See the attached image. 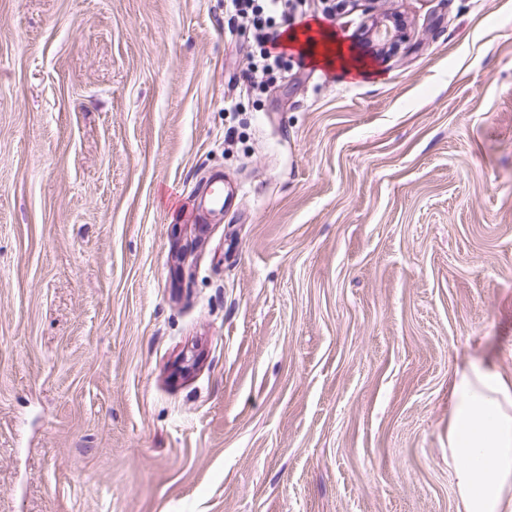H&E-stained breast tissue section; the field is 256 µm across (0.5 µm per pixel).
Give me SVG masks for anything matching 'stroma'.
<instances>
[{
	"instance_id": "35a3bbf8",
	"label": "stroma",
	"mask_w": 512,
	"mask_h": 512,
	"mask_svg": "<svg viewBox=\"0 0 512 512\" xmlns=\"http://www.w3.org/2000/svg\"><path fill=\"white\" fill-rule=\"evenodd\" d=\"M303 16L379 76L242 96L224 0H0V512H460L453 376L512 380V0ZM398 32L399 28L396 25L393 24V26H391L387 23V20H382L372 24L367 29L366 34L367 38L375 42L380 49V53H382L384 46H391L398 40Z\"/></svg>"
}]
</instances>
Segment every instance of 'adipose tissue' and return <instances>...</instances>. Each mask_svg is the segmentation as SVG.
I'll return each instance as SVG.
<instances>
[{"label":"adipose tissue","mask_w":512,"mask_h":512,"mask_svg":"<svg viewBox=\"0 0 512 512\" xmlns=\"http://www.w3.org/2000/svg\"><path fill=\"white\" fill-rule=\"evenodd\" d=\"M281 43L339 75L371 74L322 22L285 31ZM451 397L448 453L462 512H506L512 493V382L491 366L473 364L454 376Z\"/></svg>","instance_id":"adipose-tissue-1"}]
</instances>
